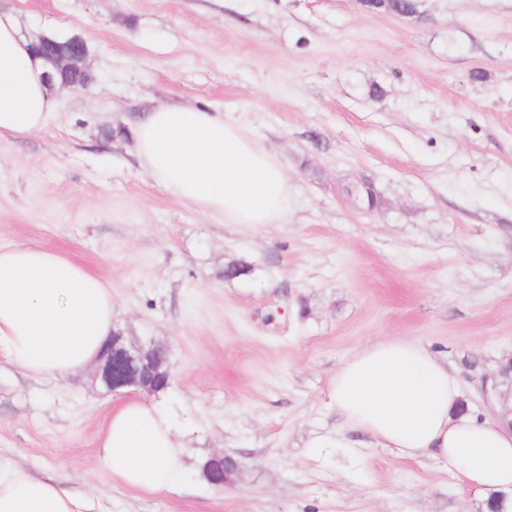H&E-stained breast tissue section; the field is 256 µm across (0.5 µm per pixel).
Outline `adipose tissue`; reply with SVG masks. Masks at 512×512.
<instances>
[{"label": "adipose tissue", "mask_w": 512, "mask_h": 512, "mask_svg": "<svg viewBox=\"0 0 512 512\" xmlns=\"http://www.w3.org/2000/svg\"><path fill=\"white\" fill-rule=\"evenodd\" d=\"M16 15L0 11V139L42 131L57 100L42 60L30 56ZM136 151L171 197L228 224H277L288 177L222 113L160 107L137 121ZM114 324L112 285L46 246L0 243V356L35 378L65 380L97 364ZM329 402L345 423L402 458L427 455L484 496L512 491V426L472 414L457 376L420 340L385 338L337 368ZM175 422L137 398L113 406L98 459L114 479L153 493L184 478ZM97 492L74 493L0 460V512H93Z\"/></svg>", "instance_id": "1"}]
</instances>
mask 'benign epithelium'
<instances>
[{
    "instance_id": "7a95c632",
    "label": "benign epithelium",
    "mask_w": 512,
    "mask_h": 512,
    "mask_svg": "<svg viewBox=\"0 0 512 512\" xmlns=\"http://www.w3.org/2000/svg\"><path fill=\"white\" fill-rule=\"evenodd\" d=\"M378 7L399 15L417 14L416 0H402L396 5L391 0H382ZM27 50L50 67L47 80L52 85L57 83L62 89L78 90L93 80L86 65L87 44L79 36L63 40L41 36L30 42ZM167 364L168 350L165 347L127 343L117 331L112 333L111 345L97 366L93 382L112 393L121 389L155 393L169 384ZM506 381L512 383V357L498 363L496 369L483 377L484 400L491 401L488 384H493V389L498 390ZM236 471V462L225 454L213 456L204 465L208 480L217 487L233 483Z\"/></svg>"
}]
</instances>
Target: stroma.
Returning a JSON list of instances; mask_svg holds the SVG:
<instances>
[{"label": "stroma", "mask_w": 512, "mask_h": 512, "mask_svg": "<svg viewBox=\"0 0 512 512\" xmlns=\"http://www.w3.org/2000/svg\"><path fill=\"white\" fill-rule=\"evenodd\" d=\"M26 37H82L94 75L54 117L0 139V241L46 246L112 284L126 341L169 352L196 423L184 485L144 493L97 459L112 394L91 374L26 377L0 356V458L97 512H484L427 457L397 456L327 390L359 346L423 341L474 411L512 355V0H0ZM162 106L223 113L280 162L278 224H228L158 188L131 128ZM367 181L371 211L349 199ZM246 275L225 277L232 265ZM231 455L233 484L201 466Z\"/></svg>", "instance_id": "obj_1"}]
</instances>
